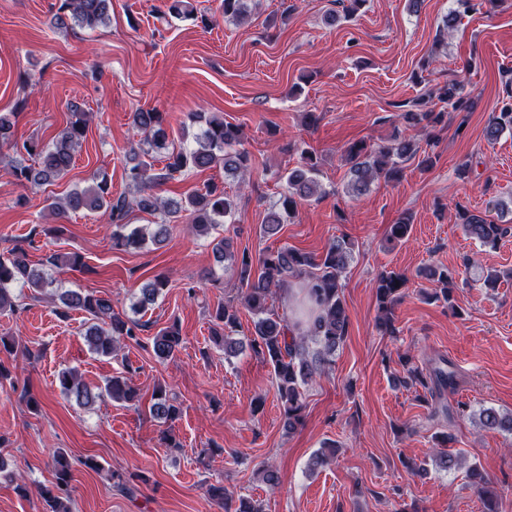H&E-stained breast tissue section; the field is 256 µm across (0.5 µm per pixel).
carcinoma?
Segmentation results:
<instances>
[{
	"instance_id": "obj_1",
	"label": "carcinoma",
	"mask_w": 512,
	"mask_h": 512,
	"mask_svg": "<svg viewBox=\"0 0 512 512\" xmlns=\"http://www.w3.org/2000/svg\"><path fill=\"white\" fill-rule=\"evenodd\" d=\"M248 2L223 0L224 17L232 20L243 18L248 13ZM109 3L110 0H60L50 25L56 29L66 28L71 22L89 29L105 25L109 21ZM435 97L443 104V110H410L402 113L403 120L411 127L422 123L429 126L440 123L447 109L463 112L468 108L462 88L454 79L440 87ZM71 115L72 120L51 142L44 143L32 137L20 145L13 144L16 157L10 160V175L16 182L38 188L69 173L91 121V114L75 104L71 106ZM132 121L143 133V139L131 149L124 173L127 184L137 191V195L131 198L125 194L112 197L111 182L104 175L91 185L74 188L53 200L48 208L59 215L79 211L104 212L113 227L112 247L116 249H136L148 241L162 244L169 235L170 225L179 221L184 212L189 215L192 230L203 236L210 235L234 209V201L224 192V185L210 182L183 198L165 200L148 193V189L176 181L191 170L217 165L224 167V174L228 176L244 173L249 168L250 158L241 149L239 126L222 118L210 117L195 137V146L174 148L157 158L153 150L162 148L167 139L163 113L140 109L133 113ZM506 132L512 133V84L506 85L499 111L489 118L485 136L493 141ZM346 160L349 163V190L357 195L366 192L376 179L400 180L407 161L417 162L423 171L432 169L436 163L435 156L421 151L413 141L406 139H395L390 144L375 148L367 147L362 141L355 142L347 148ZM318 174L317 157L310 151L304 152L303 164L287 172L286 187L279 204L270 210L262 225L264 235L271 237L281 230L282 224L292 217L297 200L323 194ZM134 208L160 213L161 222L154 224L149 231L130 226L127 217ZM456 219L465 234L482 245H494L512 233L511 225L489 222L460 203L456 205ZM411 229L410 217L403 216L390 225L386 240L395 246L410 235ZM212 243L216 261L228 262L237 275L241 286L240 305L253 315V331L248 346L254 355L272 366L284 426L292 431L303 421L304 403L300 388L325 371L348 334L343 274L353 258L355 243L347 238L335 239L319 257L288 246L270 250L259 259L261 271L258 274L253 269L252 257L246 252L235 253L229 239L215 237ZM50 261L54 266L71 270L87 268L78 252L55 254ZM418 276L443 285L440 292L429 294L428 300L441 298L451 301L448 288L453 280L451 270L427 265L418 271ZM294 280L304 281L308 306L302 310L306 320L291 323L273 313L268 300L272 289H286ZM406 283L405 274L394 270L381 274L377 280L376 300L380 312L377 327L391 336L396 333L393 308L400 300L401 289ZM52 285L45 272L31 266L23 253L13 251L8 257L0 256V310L15 307L14 287L26 288L35 297L45 294ZM167 285V278L157 277L140 288L135 312L150 309ZM50 297L55 304V312L62 318L68 317L72 311L86 314L84 339L89 350L98 355L113 354L121 339L135 336L136 330L143 327L135 319L116 314L110 298L71 288H56ZM239 327L237 306L231 301L224 303L215 311L213 343L223 347L227 355L237 354L243 347L242 342L235 338ZM181 341L178 326L172 324L155 333L151 349L158 360L167 361L175 356ZM399 361L403 376L398 378V382L410 387L419 385L432 399L443 396L456 383L455 373L443 366L422 370L411 365L407 357H401ZM58 385L63 395L83 408L93 407L105 394L114 401L125 402L138 396L131 379L125 376L113 377L100 388L84 383L76 372L65 370L58 374ZM178 413L179 408L169 391L157 386L150 406L152 417L168 421ZM479 416L485 427L512 434V414L502 415L487 407L480 410ZM54 472V489L45 490L43 497L51 504L52 512H71V463L62 452L54 457ZM468 477L482 497L484 512H498L501 491L492 487L476 467L468 469Z\"/></svg>"
}]
</instances>
